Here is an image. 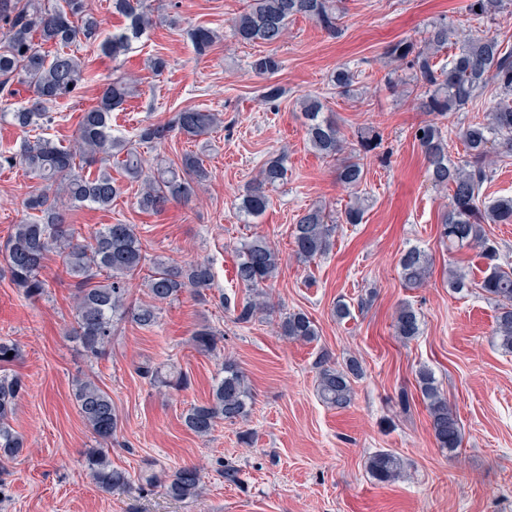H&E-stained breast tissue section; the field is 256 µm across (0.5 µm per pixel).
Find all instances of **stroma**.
<instances>
[{
	"label": "stroma",
	"mask_w": 512,
	"mask_h": 512,
	"mask_svg": "<svg viewBox=\"0 0 512 512\" xmlns=\"http://www.w3.org/2000/svg\"><path fill=\"white\" fill-rule=\"evenodd\" d=\"M469 0H341L343 29L329 36L298 17L280 43L243 44L231 36L246 0H145L153 24L125 56L110 60L79 47L94 75L80 97L54 107L48 137L69 145L81 108L95 101L107 78L133 76L134 94L112 113L113 135L132 138L140 126L164 124L186 108L220 113L223 121L199 137L172 134L142 147L152 167L200 157L210 178L189 203H172L158 214L136 204L139 183L119 158L108 168L121 187L111 210L71 209L68 221L81 234L103 224H132L149 258L206 261L214 285L183 293L163 305L156 326L131 320L115 326L104 357L84 355L68 337L74 323L77 282L58 258L46 261V296L29 300L15 288L0 260V339L17 342L20 355L0 364V375L22 377L12 425L24 439L20 456L0 461V512H512V353L493 334L497 304L479 284L486 261L476 250L449 247L441 238L448 190L428 178L414 129L427 118L401 83L408 72H390L385 47L415 39L433 21L448 20L478 35L492 30L512 45V14L493 20L469 15ZM214 30L217 39L197 53L189 32ZM275 53L280 71L256 76L252 56ZM162 57L154 72L149 61ZM350 64L358 74L354 96L340 95L331 81ZM276 84L283 96L265 102ZM320 97L348 141L381 134L365 159L358 191L336 180V162L308 145L297 102ZM287 157L288 178L271 193V206L253 221L238 211L239 197L270 157ZM41 187L18 167H0V246L25 216L24 201ZM365 200L362 223H337L333 244L320 259H291L299 215L320 206L340 215L355 197ZM266 238L282 264L269 290L270 309L252 322L234 320L233 306L247 291L235 278L236 250L250 237ZM419 247L431 259L420 287L401 279L399 259ZM463 271L468 291L448 286V273ZM349 316L338 318L337 303ZM421 318L419 336L401 340L395 319L402 304ZM302 311L318 336L310 342L278 336L274 326ZM215 331L217 350L201 354L191 337ZM357 358L363 376L353 383L350 406L336 409L317 393L319 361L339 367ZM245 372L254 395L246 420L218 423L200 437L183 416L207 402L224 360ZM429 367L459 418L462 446L438 447L416 371ZM187 378L180 388L151 383L153 370ZM93 379L107 391L119 415L109 456L129 472V490L101 491L87 477L85 449L95 440L73 397L76 380ZM389 450L401 459L403 478L382 484L367 462ZM203 466L198 497L168 496L164 483L177 467ZM238 471L228 481L225 469Z\"/></svg>",
	"instance_id": "obj_1"
}]
</instances>
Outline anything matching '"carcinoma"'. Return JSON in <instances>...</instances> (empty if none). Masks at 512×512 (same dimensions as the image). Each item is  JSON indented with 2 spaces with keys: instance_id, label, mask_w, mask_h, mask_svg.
I'll use <instances>...</instances> for the list:
<instances>
[{
  "instance_id": "carcinoma-1",
  "label": "carcinoma",
  "mask_w": 512,
  "mask_h": 512,
  "mask_svg": "<svg viewBox=\"0 0 512 512\" xmlns=\"http://www.w3.org/2000/svg\"><path fill=\"white\" fill-rule=\"evenodd\" d=\"M508 0H470L467 10L479 17H495L507 9ZM112 11L125 17L127 24L119 34L107 35L104 22L86 0H59L47 6L45 0H0V98L10 99L25 90L27 96L17 106L0 112V121L16 127L23 139L8 156L0 155V166L20 167L42 181L39 193L28 198L29 217L13 227L3 254L11 283L27 299L46 293L47 284L40 271L50 255L59 258L68 274L77 279L75 324L70 337L86 356L99 358L112 344L114 321L130 317L142 327L158 323L161 305L168 304L187 290L204 291L212 287L214 273L204 262L172 265L162 259L151 262L145 277L152 303L128 302V280L146 265L147 254L132 224H103L82 239L67 223L66 205L109 209L120 193V186L106 167L91 174L87 169L114 154H125L121 161L127 176L140 183L138 205L145 212L165 210L172 200L187 202L194 185L208 179L203 161L187 153L181 167L161 168L145 173L137 148L124 138L112 135L111 113L132 91L129 82L116 79L103 91L100 100L82 109L72 146L57 145L38 133L51 121L50 112L63 100L79 96L93 80L71 46H95L106 57L117 58L127 52L151 25L144 0H112ZM301 16L319 24L330 36L341 32L340 10L335 0H247L246 8L235 17L232 37L241 43L276 44L288 33L293 18ZM197 52L203 53L217 39L214 31L198 27L190 32ZM456 46L448 64L437 62L440 53ZM55 47L51 52L48 47ZM383 57L410 71L420 111L432 116L423 121L414 135L424 153L432 183L451 192V204L441 219L443 240L448 247L470 246L480 250L492 264L484 271L481 289L500 305L494 334L499 346L512 353V268L495 263L496 249L482 230L484 224L512 223V196L486 201L485 185L492 177L495 160L491 145L499 143L512 151V48L504 46L495 32L459 38L458 30L446 20L428 25L418 41L400 40L386 47ZM282 68L273 54L258 55L251 69L258 76L272 75ZM356 72L348 65L337 67L332 82L339 93L348 96ZM499 90L495 110L455 129L464 154L456 161L448 158V137L435 121L450 112H461L473 103L480 90L489 84ZM310 146L325 158L338 161L336 179L356 188L365 174L364 154L377 148L381 136L363 137L360 148L350 143L336 120L324 115L323 103L316 96L300 101ZM221 123L219 114L188 108L177 112L164 125L146 124L136 134L138 144H160L170 132L199 136ZM288 169L282 155L268 159L258 176L241 197L239 211L248 218L260 217L270 206L268 188L281 184ZM364 199L349 204L342 219L359 224L364 217ZM335 219L321 207L304 211L295 224L293 257L302 264L315 261L331 247ZM281 264L279 252L265 239L255 237L238 249L237 280L248 289L236 315L239 323L250 322L269 310L267 288ZM428 254L414 246L400 258L401 276L415 288L427 278ZM280 335L292 340L311 341L318 336L316 325L307 314L293 312L279 325ZM397 336L412 340L420 334V318L409 304L396 316ZM197 350H216L214 332L206 327L192 337ZM362 375L355 358L342 368L320 365L317 390L320 399L335 408L347 407L353 399V380ZM418 387L427 401L431 427L438 447L454 453L461 447V427L456 413L441 395L433 371L426 366L416 372ZM26 385L18 376H0V458L13 460L24 448V441L11 425L12 416ZM74 399L98 447L85 453V470L101 490L131 488L127 471L112 466L106 446L112 441L119 416L112 397L95 381L84 379L74 384ZM252 393L247 377L238 365L226 360L212 388V398L194 405L184 416L185 426L198 436L209 435L217 422L235 423L248 415ZM373 479L389 483L402 474L400 459L380 451L368 460ZM201 471L193 465L176 468L166 484L175 499L198 495Z\"/></svg>"
}]
</instances>
